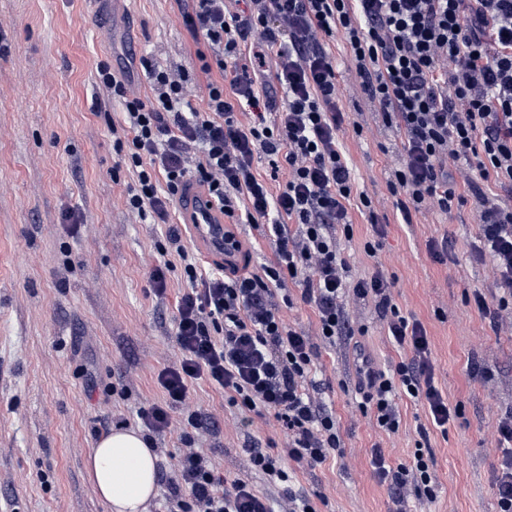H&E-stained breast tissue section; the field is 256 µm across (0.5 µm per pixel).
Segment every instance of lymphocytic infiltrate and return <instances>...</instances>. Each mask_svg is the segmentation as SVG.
Instances as JSON below:
<instances>
[{"instance_id": "obj_1", "label": "lymphocytic infiltrate", "mask_w": 512, "mask_h": 512, "mask_svg": "<svg viewBox=\"0 0 512 512\" xmlns=\"http://www.w3.org/2000/svg\"><path fill=\"white\" fill-rule=\"evenodd\" d=\"M180 2L183 26L213 50L199 55L202 72L224 71L247 50L272 59L275 71L210 81L197 111L186 107L187 70L153 69L144 95L110 63H99V85L124 108L112 143L135 177L127 209L140 223H168L194 181L234 223L262 228L274 258L248 274L229 260L205 273L168 231L190 290L173 322L178 360L158 375L164 400L141 408L139 418L152 436L164 437L190 382L203 379L224 390L242 422L274 419L287 439L277 452L258 441L244 448L247 468L277 488L273 499L219 475L196 446L197 435L215 424L189 411L178 467L166 479L174 512H312L285 462L313 469L341 449L339 425L315 379L320 347L351 341L356 410L379 433H398L402 395L443 430L464 411L439 388L427 330L400 309L395 280L354 277L342 251L341 238L353 235V184L338 137L347 115L330 45L339 40L349 49L383 125L403 137L386 183L403 223L471 204L475 258L491 264L494 282L463 300L495 335L512 336V0H248L243 14L236 0ZM259 154L269 176L254 166ZM488 184L500 195L486 193ZM354 297L374 304L390 342L406 351L393 369H380L361 342ZM298 300L316 310L310 329L282 314ZM495 429L501 455L493 494L497 512H512V408L496 413ZM419 435L408 465L391 464L381 446L371 450L374 475L389 489L388 512H412L413 502L436 499L422 444L427 429Z\"/></svg>"}]
</instances>
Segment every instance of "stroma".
<instances>
[{
    "label": "stroma",
    "instance_id": "35a3bbf8",
    "mask_svg": "<svg viewBox=\"0 0 512 512\" xmlns=\"http://www.w3.org/2000/svg\"><path fill=\"white\" fill-rule=\"evenodd\" d=\"M330 48L340 107L363 126L338 133L355 190L354 234L341 246L357 274L397 279L402 312L427 329L439 387L464 405L447 431H429L437 498L425 510L496 512L492 418L512 406V336L494 335L462 300L464 290L490 288L492 267L471 258L469 207L402 223L386 189L402 137L383 126L346 46ZM209 50L183 27L177 0H100L94 11L89 0H0V512H109L84 459L115 418L139 428V408L163 398L157 376L177 360L169 336L189 287L177 268L166 274L164 298L154 294L151 272L164 262L158 246L168 227L138 223L127 210L132 176L112 145L122 108L97 85L96 67L110 62L144 94L148 66L187 69L189 104L200 110L210 77L197 54ZM362 192L377 193L374 211L362 209ZM375 220L387 233L370 259L362 246ZM444 235L455 255L441 265L428 243ZM350 307L378 366L399 362L404 353L384 336L373 304L354 299ZM316 367L331 385L325 400L344 454L315 469L290 463L296 485L326 498L322 512H387L371 449L410 463L425 411L399 397L400 430L381 434L341 387L353 377L350 350L321 349ZM188 406L220 427L219 438L199 442L219 473L266 490L263 476L243 467V448L252 439L284 445L279 425L241 426L223 390L203 380L190 384Z\"/></svg>",
    "mask_w": 512,
    "mask_h": 512
}]
</instances>
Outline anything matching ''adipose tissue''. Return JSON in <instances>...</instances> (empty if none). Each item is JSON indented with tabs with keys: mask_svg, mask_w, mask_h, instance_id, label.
I'll return each instance as SVG.
<instances>
[{
	"mask_svg": "<svg viewBox=\"0 0 512 512\" xmlns=\"http://www.w3.org/2000/svg\"><path fill=\"white\" fill-rule=\"evenodd\" d=\"M85 468L110 512H147L157 494L156 456L137 430L103 436L87 454Z\"/></svg>",
	"mask_w": 512,
	"mask_h": 512,
	"instance_id": "adipose-tissue-1",
	"label": "adipose tissue"
}]
</instances>
